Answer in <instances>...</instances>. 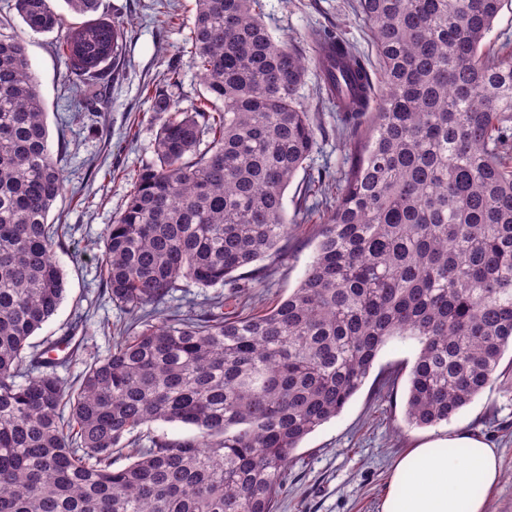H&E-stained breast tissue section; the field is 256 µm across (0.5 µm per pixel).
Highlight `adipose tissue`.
Masks as SVG:
<instances>
[{
    "mask_svg": "<svg viewBox=\"0 0 512 512\" xmlns=\"http://www.w3.org/2000/svg\"><path fill=\"white\" fill-rule=\"evenodd\" d=\"M500 477L497 449L460 428L397 459L380 512H489L488 493Z\"/></svg>",
    "mask_w": 512,
    "mask_h": 512,
    "instance_id": "obj_1",
    "label": "adipose tissue"
}]
</instances>
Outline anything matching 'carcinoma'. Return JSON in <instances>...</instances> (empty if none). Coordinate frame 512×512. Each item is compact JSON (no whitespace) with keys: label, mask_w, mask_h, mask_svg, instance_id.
Listing matches in <instances>:
<instances>
[{"label":"carcinoma","mask_w":512,"mask_h":512,"mask_svg":"<svg viewBox=\"0 0 512 512\" xmlns=\"http://www.w3.org/2000/svg\"><path fill=\"white\" fill-rule=\"evenodd\" d=\"M102 99L124 29L66 26L53 0H8ZM78 15L99 0H64ZM505 0H358L373 64L314 31L308 59L274 39L264 0H195L179 47L205 96L155 92L154 159L106 228L102 286L135 320L75 383L29 339L57 311L66 225L48 222L54 159L24 41L0 19V512H276L302 440L338 416L390 340L418 347L406 420L449 421L512 348V53L484 40ZM342 113L350 167L297 288L264 313L162 309L285 255L283 197L317 137L308 64ZM322 182L301 186L298 213ZM179 422L171 440L143 431ZM130 463L115 467L116 458Z\"/></svg>","instance_id":"obj_1"}]
</instances>
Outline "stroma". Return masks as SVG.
Masks as SVG:
<instances>
[{"label":"stroma","mask_w":512,"mask_h":512,"mask_svg":"<svg viewBox=\"0 0 512 512\" xmlns=\"http://www.w3.org/2000/svg\"><path fill=\"white\" fill-rule=\"evenodd\" d=\"M265 22L274 37L300 46L306 54L308 31L336 27L367 58H374L371 35L357 9V0H264ZM160 15L155 0H99L97 18L119 23L125 31L118 65L106 69L103 102L98 113L84 109L75 89L77 78L55 50L57 33H33L20 18L12 23L25 40L31 67L47 113L53 153L68 173L65 188L49 218L68 224L56 251L65 278V299L31 342L48 343L63 336L74 317L86 322L89 352L106 355L120 327L132 317L103 296L98 256L104 230L123 207L130 178L154 157L159 121L150 89L162 88L176 105L191 109L203 86L191 67H183L179 85L166 86L163 72L193 20L194 0H168ZM309 116L317 130L316 148L306 163L309 173H322L327 183L348 169V149L335 112L325 103L316 70H309L303 89ZM323 212L308 223L295 224L283 258H264V276L243 280L240 287L202 288L182 283L175 306L205 309L209 300L224 298L225 314L248 306L262 310L298 286L318 242ZM416 346L390 341L379 352L369 376L341 413L309 434L288 467L286 491L277 512H379L397 458L436 427H415L405 421L407 366ZM496 384L488 387L448 423L484 436L502 456V479L490 494V512H512V355L504 354ZM390 379L382 387V379Z\"/></svg>","instance_id":"stroma-1"}]
</instances>
